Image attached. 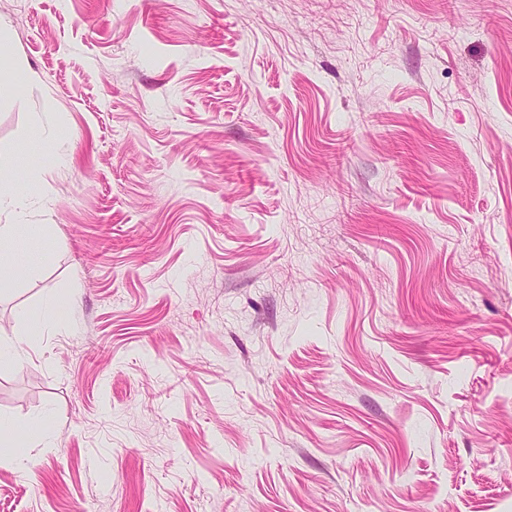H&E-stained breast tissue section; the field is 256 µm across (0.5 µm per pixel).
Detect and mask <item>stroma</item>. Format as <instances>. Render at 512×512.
<instances>
[{
    "label": "stroma",
    "mask_w": 512,
    "mask_h": 512,
    "mask_svg": "<svg viewBox=\"0 0 512 512\" xmlns=\"http://www.w3.org/2000/svg\"><path fill=\"white\" fill-rule=\"evenodd\" d=\"M0 24V512H512V0ZM4 168V162L0 159V222L2 213L7 216H13L19 218L23 215L27 202L26 199L20 196L15 188L12 180H3L2 171ZM7 167L4 168V170ZM21 230L25 231V243L29 244L28 246V264L26 268L35 269L42 265L45 261H49L51 258V253L48 251L46 247L43 246L39 241L42 236L39 232L29 224H21V223H7L0 224V267H1V276H0V294L4 292H8L10 290L11 278L5 276L2 272V267L5 266L4 261L8 260L10 254L2 250L4 244L12 242L22 241ZM38 242V243H37Z\"/></svg>",
    "instance_id": "1"
}]
</instances>
